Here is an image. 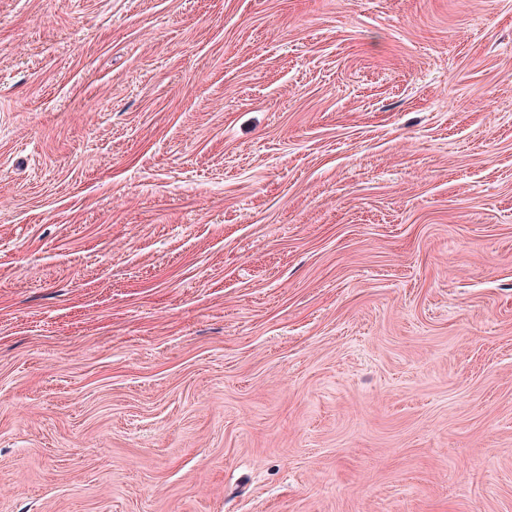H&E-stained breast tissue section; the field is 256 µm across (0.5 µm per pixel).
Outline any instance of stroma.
<instances>
[{
    "mask_svg": "<svg viewBox=\"0 0 512 512\" xmlns=\"http://www.w3.org/2000/svg\"><path fill=\"white\" fill-rule=\"evenodd\" d=\"M0 512H512V0H0Z\"/></svg>",
    "mask_w": 512,
    "mask_h": 512,
    "instance_id": "obj_1",
    "label": "stroma"
}]
</instances>
